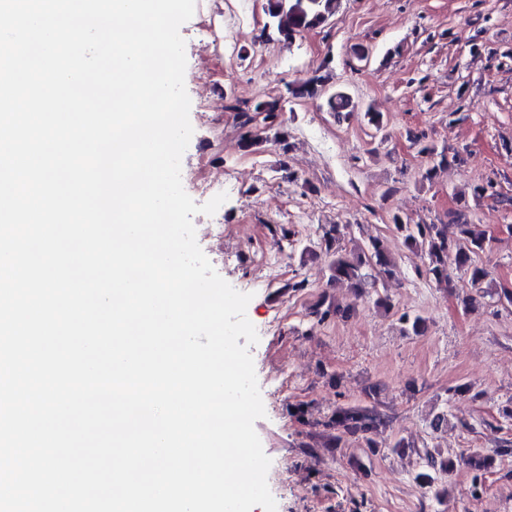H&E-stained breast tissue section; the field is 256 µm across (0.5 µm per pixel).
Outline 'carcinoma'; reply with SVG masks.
<instances>
[{"label":"carcinoma","instance_id":"cac0c4a2","mask_svg":"<svg viewBox=\"0 0 512 512\" xmlns=\"http://www.w3.org/2000/svg\"><path fill=\"white\" fill-rule=\"evenodd\" d=\"M336 6L337 0H267L265 14L269 35L290 41L306 30L323 26L335 14ZM326 82L327 77L315 73L295 85L286 86V90L295 98L315 96L324 91ZM326 106L338 119L350 114L354 108L350 95L339 90L328 96ZM228 109L236 112L238 126L243 130V141L248 147L255 145L249 132L253 113H265L264 128L268 130L281 122L282 105L277 98L257 101L252 105L233 104ZM393 224L404 244L421 252L423 268L419 273L437 286L448 287L450 263L467 276V282L473 288L481 287L487 278L488 270L480 261V255L486 248V238L474 232L471 225L453 220L410 224L399 214L393 215ZM347 229L346 224H326L322 228L321 245L330 257L328 282H346L355 294L364 295L369 293V289L376 288L378 282L391 278L396 263L384 242L378 238L371 239L361 252L343 250L340 241ZM366 397L370 403L341 406L332 414L328 426L336 429V443L351 436L363 440L368 448L376 447L371 435L384 425V420L377 408V390L370 389ZM505 452V448H497L490 453L481 448H470L453 458L426 449L420 455L423 465L414 480L418 486L433 491L438 497L443 490L436 485L437 475L451 471L455 460L465 461L477 471L486 473L494 467L496 456Z\"/></svg>","mask_w":512,"mask_h":512}]
</instances>
